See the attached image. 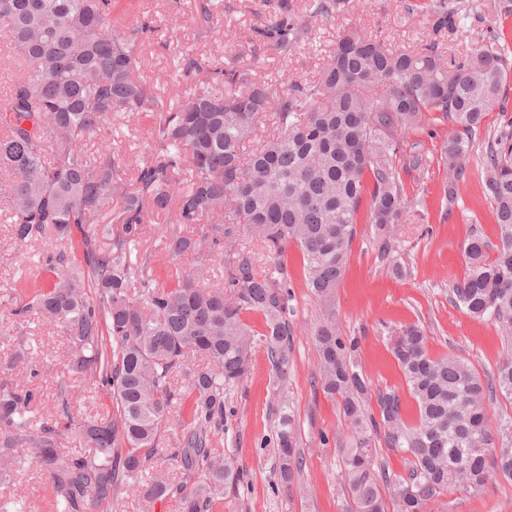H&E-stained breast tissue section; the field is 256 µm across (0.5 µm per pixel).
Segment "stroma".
Listing matches in <instances>:
<instances>
[{"label":"stroma","mask_w":512,"mask_h":512,"mask_svg":"<svg viewBox=\"0 0 512 512\" xmlns=\"http://www.w3.org/2000/svg\"><path fill=\"white\" fill-rule=\"evenodd\" d=\"M442 5L458 9L457 32L432 33L428 20ZM117 10L129 19L149 15L158 27L157 37L143 45V71L165 99L173 93L170 77L176 55L185 48L253 66L277 92L284 73L300 81L317 79L337 35L352 25L400 48L433 35L447 56L488 43L501 28H512V0H343L331 20L308 19L310 40L285 58L274 47L251 39L253 29L270 19L271 10L264 0H224L223 39L210 43L197 37L189 0H118ZM505 97L504 111L490 113L485 136L475 140L466 160L467 180L456 199L445 198L446 172L437 161L448 128L429 120L400 144L399 176L407 202L395 234L383 236L375 225L363 221L356 226L336 295V320L343 335L359 339L358 361L372 390L406 389L388 351L390 336L404 323L424 326L431 356L466 358L483 376L493 372L504 352L498 322L469 316L451 301L449 288L465 271V240L474 234L492 243L497 240L495 220L484 194L482 157L486 135L512 131V81L506 85ZM418 152L425 158L424 165L408 170L410 155ZM39 253V246L15 244L9 225L0 222V321L11 326L9 334L0 337V377L10 371L30 374V385L37 393V417L54 416L64 393L84 396L77 410L79 418L106 415L111 409L107 392H86L83 380L69 373L65 338L37 318L18 322L11 314L8 296L21 270ZM393 261L403 266L404 277L390 273L388 265ZM288 271L295 362L288 396L298 426L302 478L312 494L304 499L288 498L278 482L272 372L264 349L259 347L252 355L247 379L227 391L223 428L211 437L213 448L230 455L243 468L239 484L225 491L212 512H346L340 450L348 443L351 430L336 402L310 382L316 372L312 333L321 310L304 284L301 254L293 246L288 249ZM48 497L47 476L30 455H23L21 466L9 480L0 479V504L16 499L22 501L24 512H47ZM432 512H512V482L489 474L480 490L448 491Z\"/></svg>","instance_id":"1"}]
</instances>
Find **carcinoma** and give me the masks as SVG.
<instances>
[{
	"label": "carcinoma",
	"instance_id": "cac0c4a2",
	"mask_svg": "<svg viewBox=\"0 0 512 512\" xmlns=\"http://www.w3.org/2000/svg\"><path fill=\"white\" fill-rule=\"evenodd\" d=\"M329 20L337 0H308ZM272 18L255 38L282 56L311 33L292 0H271ZM114 0H0V67L14 69L0 96V198L11 238L43 245L34 279L21 277L12 315L34 316L60 329L69 370L89 391L107 388L112 413L74 414L82 398H63L53 419L30 416L37 400L16 377L0 381V472L19 463L18 448L38 460L51 483L54 512H81L86 501L112 504L119 494L153 504L179 500L182 512H211L215 498L240 481L242 468L212 447L224 423V393L250 373L252 351L265 349L277 403V476L306 498L302 457L284 382L293 367L288 320L292 243L302 253L306 286L322 313L314 331L315 388L340 405L352 427L342 449L352 512H431L439 496L484 486L487 457L512 482V414L492 427L490 399L512 406V139L487 142L484 189L498 227L496 254L479 235L464 243L466 270L452 301L476 319L493 317L507 350L483 379L458 356L432 357L424 328L411 323L392 337L391 354L413 399L377 393L366 411L370 381L357 360L358 341L336 323L356 224L368 200L369 220L390 234L405 205L396 159L399 143L428 114L451 124L440 158L445 195L466 180L465 159L491 112L502 111L512 78L508 43L497 40L446 58L433 41L397 49L351 27L337 38L318 80L286 75L279 94L248 65L177 58L175 80L193 82L171 104L143 73L142 46L153 21L124 22ZM198 38L220 37L224 0H193ZM454 10L431 20L457 28ZM150 113L146 159L129 171L112 128L139 138L129 117ZM99 138L96 153L87 143ZM170 224L169 261L179 264L215 248L224 253L225 282L200 268L170 281L153 275L152 254L133 262L152 216ZM264 243L269 265L238 248L239 225ZM264 316L257 334L244 320ZM185 374L180 394L174 376ZM187 412L172 422L175 402ZM410 456L408 473L378 465L376 442ZM90 448L66 456L61 441ZM179 463L189 490L155 468L163 454Z\"/></svg>",
	"mask_w": 512,
	"mask_h": 512
}]
</instances>
